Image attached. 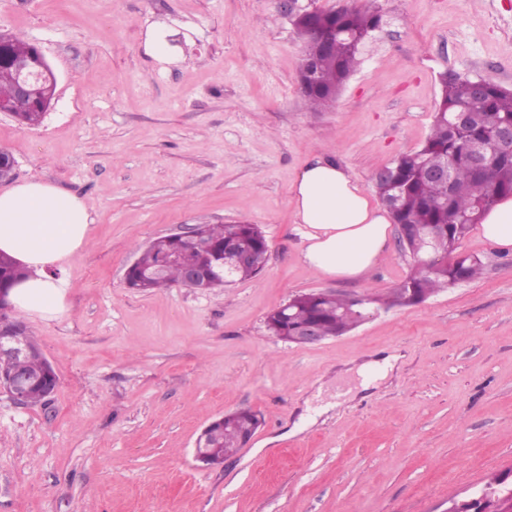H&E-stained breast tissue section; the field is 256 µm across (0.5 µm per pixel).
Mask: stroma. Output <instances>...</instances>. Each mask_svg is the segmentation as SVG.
I'll list each match as a JSON object with an SVG mask.
<instances>
[{
  "label": "stroma",
  "instance_id": "35a3bbf8",
  "mask_svg": "<svg viewBox=\"0 0 512 512\" xmlns=\"http://www.w3.org/2000/svg\"><path fill=\"white\" fill-rule=\"evenodd\" d=\"M382 27L336 101L311 111L303 44L279 0H0V32L37 45L57 76L41 125L0 113L9 184L78 196L90 240L66 266V310L24 317L58 386L43 404L0 389V512H447L512 468V251L472 228L480 278L395 306L316 345L271 336L269 312L303 292L386 295L413 262L391 226L366 280L301 259L290 188L317 157L367 195L428 136L439 75L512 89V0H378ZM177 36L165 59L150 33ZM258 225L255 278L131 292L127 268L194 224ZM398 368L347 399V371ZM339 408L303 433L305 406ZM257 412L223 465L193 457L201 429ZM400 358L401 356L398 354H389L381 358L380 362L362 364L358 369V374L363 378L362 390H368L375 377L385 376L388 372L393 371Z\"/></svg>",
  "mask_w": 512,
  "mask_h": 512
}]
</instances>
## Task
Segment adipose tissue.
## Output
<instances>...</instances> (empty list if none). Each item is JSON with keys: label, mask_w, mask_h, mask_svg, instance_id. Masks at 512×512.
Here are the masks:
<instances>
[{"label": "adipose tissue", "mask_w": 512, "mask_h": 512, "mask_svg": "<svg viewBox=\"0 0 512 512\" xmlns=\"http://www.w3.org/2000/svg\"><path fill=\"white\" fill-rule=\"evenodd\" d=\"M291 201L308 268L329 278L365 279L386 246L390 219L348 168L315 159L294 181ZM90 224L83 201L50 183L26 181L0 192V252L26 272L8 292L15 311L44 319L64 312V266L88 241ZM480 230L489 243L512 249V197L484 212Z\"/></svg>", "instance_id": "1"}]
</instances>
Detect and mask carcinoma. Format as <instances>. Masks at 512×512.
<instances>
[{
  "mask_svg": "<svg viewBox=\"0 0 512 512\" xmlns=\"http://www.w3.org/2000/svg\"><path fill=\"white\" fill-rule=\"evenodd\" d=\"M377 0H366L362 8L327 9L319 14L307 13L292 19L303 42V57L297 81L303 95L316 110L332 101L359 64L365 43L379 29L382 15ZM336 33L328 40L316 28ZM5 46L13 54L31 55L33 43L4 35ZM17 75L6 62L0 63V101L12 98ZM475 79L447 71L440 76L441 95L435 105L431 132L417 151L394 160L387 169L390 178L374 182L381 202L393 201L390 214L400 230L406 233L405 249L413 260V271L400 287L387 296H368L355 300L333 292L303 293L273 310L266 317V327L282 339L291 328L317 321L324 336H340L356 328L364 316L360 305L385 307L412 305V296L425 301L430 296L479 277L482 261L458 252L459 243L472 225L499 197L512 195V157L493 148L498 127L512 121V90L486 79L483 97L478 105V118L462 127H454L451 116L473 103ZM45 113L27 103L18 107L14 119L27 126H38ZM486 145L488 161L483 170L475 168L470 147ZM435 170L448 171V179L432 176ZM436 230L430 245L420 244L427 227ZM199 234L202 244L184 245L170 236L155 239L126 273V286L137 293H151L182 283L183 266L193 265L207 275H223L222 259L228 250H245L253 255L249 264L230 269L229 277L246 280L259 275L267 262L268 241L255 224H203ZM426 253L436 258L422 261ZM21 277V272L7 256L0 255V289L6 290ZM27 374L30 387L28 403L42 404L57 386L53 366L39 351H34L18 366L9 360L0 362V375L15 371ZM260 420L247 410L229 413L211 422L209 439L217 442L220 452L228 457L237 453L251 439ZM485 485L502 497L512 491V471L494 474Z\"/></svg>",
  "mask_w": 512,
  "mask_h": 512,
  "instance_id": "carcinoma-1",
  "label": "carcinoma"
}]
</instances>
